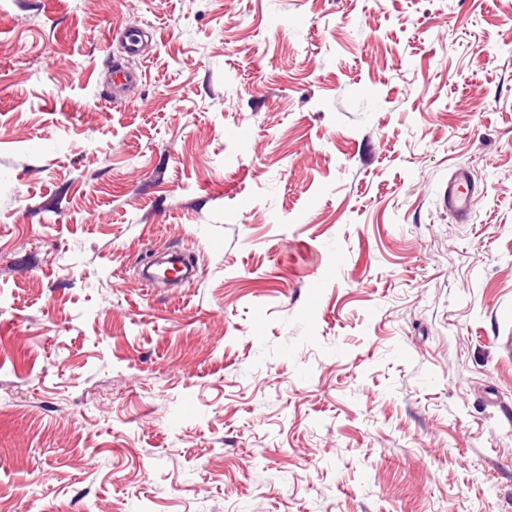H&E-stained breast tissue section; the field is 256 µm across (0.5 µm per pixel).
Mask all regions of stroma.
I'll use <instances>...</instances> for the list:
<instances>
[{
    "label": "stroma",
    "instance_id": "stroma-1",
    "mask_svg": "<svg viewBox=\"0 0 512 512\" xmlns=\"http://www.w3.org/2000/svg\"><path fill=\"white\" fill-rule=\"evenodd\" d=\"M76 501L512 512V0H0V512ZM141 77V73L128 67L112 64L110 73V85L112 94L117 95L123 92L127 87L136 85ZM474 185L470 173L462 168L456 169L439 189V199L455 218L466 223L470 221L474 200Z\"/></svg>",
    "mask_w": 512,
    "mask_h": 512
}]
</instances>
